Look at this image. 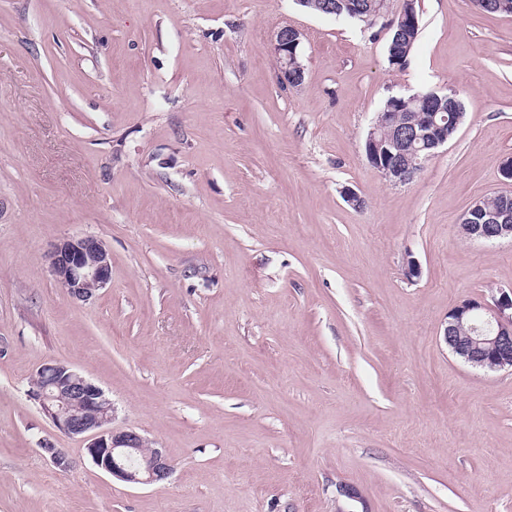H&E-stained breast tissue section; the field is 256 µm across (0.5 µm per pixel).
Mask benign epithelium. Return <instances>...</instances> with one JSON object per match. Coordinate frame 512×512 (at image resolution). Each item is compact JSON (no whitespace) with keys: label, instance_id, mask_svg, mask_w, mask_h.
I'll use <instances>...</instances> for the list:
<instances>
[{"label":"benign epithelium","instance_id":"benign-epithelium-1","mask_svg":"<svg viewBox=\"0 0 512 512\" xmlns=\"http://www.w3.org/2000/svg\"><path fill=\"white\" fill-rule=\"evenodd\" d=\"M374 5L363 21L369 25L388 15L390 0H372ZM415 0L391 16L388 27L410 28L418 21L412 9ZM302 33L284 26L276 30L268 44L269 52L281 62V83L298 88L304 81V65L297 49ZM427 115L421 126L400 116L404 104L397 101L389 111L378 113L365 138V155L386 182H411L423 169L427 157L421 148L438 149L448 143V112L452 103L435 91L418 93ZM459 232L471 240L495 242L512 239V195H505L499 206L487 208L474 202L464 214ZM53 276L76 301L86 302L106 287L112 278V259L102 241L93 236L69 237L56 243L50 253ZM443 340L450 351L466 363L488 371L512 370V289L499 290L488 303L471 299L448 312ZM38 381L30 395L53 424L72 437L87 441L85 450L103 472L129 485H151L166 480L171 464L165 450L133 431L115 432L112 403L102 390L65 364L45 363L36 371ZM43 451L53 465L65 472L71 459L59 448L45 445Z\"/></svg>","mask_w":512,"mask_h":512}]
</instances>
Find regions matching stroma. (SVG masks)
<instances>
[{
  "mask_svg": "<svg viewBox=\"0 0 512 512\" xmlns=\"http://www.w3.org/2000/svg\"><path fill=\"white\" fill-rule=\"evenodd\" d=\"M417 9L398 69L384 22L296 0H0V512H512V372L441 338L450 309L512 288V241L458 233L512 193V15ZM283 26L297 89L268 51ZM425 90L463 121L389 184L365 136ZM85 235L112 279L80 302L49 251ZM49 362L170 476L99 470L29 394ZM301 39L302 33L297 28L284 26L272 34L268 44L269 52L281 62V83L293 89L302 86L304 81L305 68L297 53Z\"/></svg>",
  "mask_w": 512,
  "mask_h": 512,
  "instance_id": "obj_1",
  "label": "stroma"
}]
</instances>
